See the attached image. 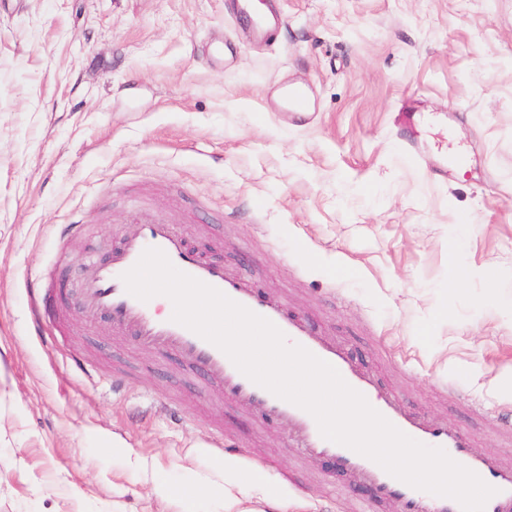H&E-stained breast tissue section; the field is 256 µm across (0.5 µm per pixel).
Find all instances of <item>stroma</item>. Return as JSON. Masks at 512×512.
Returning a JSON list of instances; mask_svg holds the SVG:
<instances>
[{
  "instance_id": "1",
  "label": "stroma",
  "mask_w": 512,
  "mask_h": 512,
  "mask_svg": "<svg viewBox=\"0 0 512 512\" xmlns=\"http://www.w3.org/2000/svg\"><path fill=\"white\" fill-rule=\"evenodd\" d=\"M277 4L263 41L224 0H0V512H224L228 455L285 512L370 500L176 354L37 333L28 278L72 300L140 205L512 463V0Z\"/></svg>"
}]
</instances>
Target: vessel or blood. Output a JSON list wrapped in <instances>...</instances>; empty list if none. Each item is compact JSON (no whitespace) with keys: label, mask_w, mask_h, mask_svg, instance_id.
Returning a JSON list of instances; mask_svg holds the SVG:
<instances>
[{"label":"vessel or blood","mask_w":512,"mask_h":512,"mask_svg":"<svg viewBox=\"0 0 512 512\" xmlns=\"http://www.w3.org/2000/svg\"><path fill=\"white\" fill-rule=\"evenodd\" d=\"M149 248L162 250L182 272L211 285L232 300L273 322L294 344L332 364L343 379L365 396L368 403L402 432L430 447L443 448L463 466L496 490L484 512H512V465L492 454L473 450L471 436L462 428L414 413L394 391L357 368L332 337L314 329L293 312L279 293L255 289L246 275L191 255L182 235L144 208L135 209L121 247L102 262L88 264L80 301L86 315H107L114 327L134 329L141 342L154 349H173L187 358L224 398L255 409L262 416L288 422L298 447L310 456H332L360 476L381 501L398 502L401 512H461L453 499L415 489L388 474L381 466L355 451L322 437L315 419L300 407L283 400L243 375L219 348L170 317H159L154 301L130 295L122 275ZM50 289L47 275L35 277L31 288V313L42 322L40 302Z\"/></svg>","instance_id":"vessel-or-blood-1"}]
</instances>
